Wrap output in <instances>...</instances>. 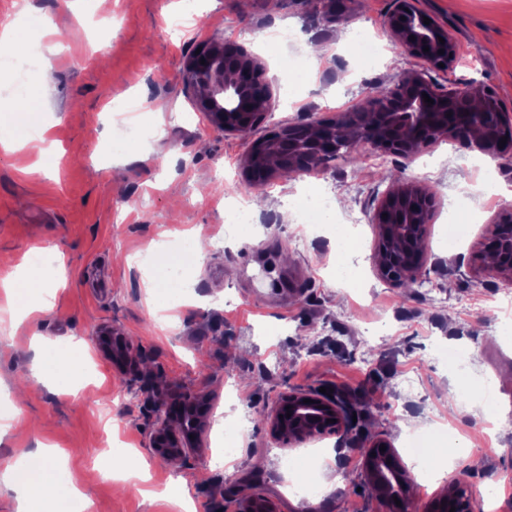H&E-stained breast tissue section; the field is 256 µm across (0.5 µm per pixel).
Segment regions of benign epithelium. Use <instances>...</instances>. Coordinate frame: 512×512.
<instances>
[{
	"instance_id": "obj_1",
	"label": "benign epithelium",
	"mask_w": 512,
	"mask_h": 512,
	"mask_svg": "<svg viewBox=\"0 0 512 512\" xmlns=\"http://www.w3.org/2000/svg\"><path fill=\"white\" fill-rule=\"evenodd\" d=\"M426 14L416 0H395L388 26L395 42L410 55L431 67L451 65L455 57L453 42L435 20L424 24ZM444 42H439V39ZM429 51H423L424 47ZM224 42L213 40L201 45L184 64V82L194 94L199 108L215 128L243 138L260 128L273 110V80L267 68L243 50L224 51ZM444 53H438V50ZM205 63H200V60ZM434 100L424 102L423 95ZM453 140L493 157L512 152V114L508 113L495 90L484 91L480 111H473L470 89L464 84L444 86L422 72L406 73L390 83L382 95L374 94L357 104L344 119L289 123L274 129L254 144L244 158L246 179L254 182V172L263 168L267 156L279 164L302 160L315 169L339 155L351 152L358 144L399 157H412L439 140ZM504 146H499L501 140ZM434 199L422 190L402 185L392 188L373 212L371 222L377 230L376 263L379 275L398 286L401 280L420 275L424 266L427 225L434 210ZM387 217H382V214ZM494 258L492 269L512 278V210H504L489 236L474 255L485 264ZM101 349L120 365L128 362L125 346L112 342L110 333L98 336ZM200 393L180 392L166 399L157 412L151 435L154 452L161 458L177 460L199 445L195 427H187L185 418L204 412ZM265 424L272 437L289 444L348 429L339 403L323 396L290 391L264 412ZM374 443L364 453L365 468L371 473L376 495L391 512H406L407 492L393 493L391 486L400 482L403 471L391 451H380ZM457 501L447 507L470 512L467 482L454 480ZM401 505H396L395 500ZM240 512H276L269 500L249 497L241 501Z\"/></svg>"
}]
</instances>
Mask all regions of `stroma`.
Masks as SVG:
<instances>
[{"instance_id": "1", "label": "stroma", "mask_w": 512, "mask_h": 512, "mask_svg": "<svg viewBox=\"0 0 512 512\" xmlns=\"http://www.w3.org/2000/svg\"><path fill=\"white\" fill-rule=\"evenodd\" d=\"M394 0H361L335 21L306 0H0V34L40 44L50 72L33 64L26 83H42L39 122L49 134L48 166L22 142L28 125L16 90L0 91V133L21 140L0 150V282L40 272L39 294L52 304L38 318H11L0 292V468L51 447L87 481L81 498L96 512H178L164 497L184 489L191 512H238L262 495L277 512H304L290 490L287 458L317 455L330 491L316 512H386L370 491L362 448L383 441L414 481L408 512H427L469 457L472 512H512V325L499 312L505 281L475 268L471 256L498 214L512 208V163L501 164L499 193L483 190L466 166L477 150L444 140L410 159L361 147L304 178L250 185L243 160L251 142L212 128L183 80L187 57L220 39L258 55L276 77L267 127L341 118L376 84L423 70L390 37ZM442 25L457 60L437 73L442 84L467 82L501 92L512 111V0H418ZM269 26L287 27L293 44L258 45ZM298 82L279 81L280 65L310 44ZM125 105L131 136L116 124ZM409 183L436 199L427 231L424 287L394 286L375 264L369 218L383 194ZM318 189L333 199L337 221L297 219L295 197ZM271 200L224 252L205 251L187 271L186 290L151 313V294L134 264L150 243L196 232L224 234L228 193ZM478 212L479 223L449 239L448 205ZM122 339L138 369L121 368L98 346L100 330ZM78 345L88 361L81 381L15 392L52 347ZM204 393L210 415L202 446L181 462L151 448L154 410L143 390ZM326 388L346 397L356 430L299 447L276 443L257 411L281 394ZM226 426L247 419L223 468L212 417ZM467 454L431 479L407 452L411 436ZM139 451L146 494L118 486L125 459Z\"/></svg>"}]
</instances>
